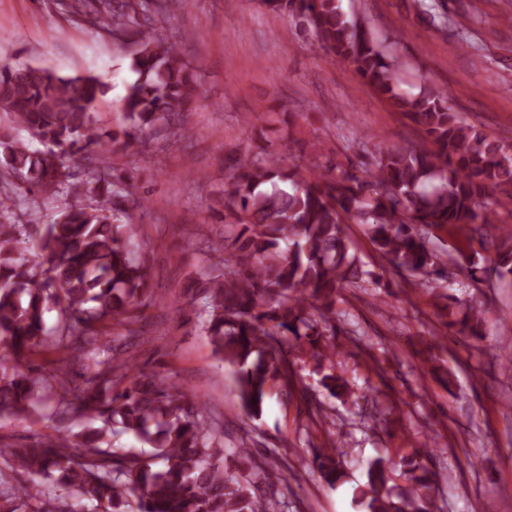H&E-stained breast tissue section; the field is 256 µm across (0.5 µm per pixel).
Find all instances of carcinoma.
<instances>
[{"label":"carcinoma","instance_id":"1","mask_svg":"<svg viewBox=\"0 0 512 512\" xmlns=\"http://www.w3.org/2000/svg\"><path fill=\"white\" fill-rule=\"evenodd\" d=\"M291 14L314 38L312 47L348 62L394 110L420 126L426 144L378 154L362 174L335 167L304 171L268 148L231 164L224 190V237L206 279L187 286L189 310L201 300L204 330L214 352L233 369L242 408L262 415L270 385L295 389L297 361L321 374L326 396L351 390L325 364L336 356L333 306L343 287H381L364 269L345 233L363 224L377 253L409 284L424 287L463 268L478 283L489 272L512 277V233L487 238L494 207L507 191L512 204V153L503 142L463 123L446 90L401 89V63L388 56L365 23L350 19L340 0H262ZM176 0H66L69 13L120 38L136 37L121 110L123 134L103 130L98 104L108 84L94 75L63 76L30 64L0 67V112L25 127L42 148L0 137V419L24 417L45 395H57L53 417L78 419L66 437L0 439V512H52L47 501L95 505L97 512H268L282 491L251 449L237 450L238 476L224 471V431L205 403L165 377L145 373L114 345L112 324L135 330L150 296V272L138 259L143 201L114 179L100 157L164 132L196 100L198 84L179 41L153 25L179 11ZM82 164L85 177L68 172ZM65 196L71 203L49 224H18L29 194ZM455 241L435 246L439 233ZM479 238L480 249L472 248ZM64 319L54 330L45 314ZM482 309L470 306L457 333L482 338ZM54 354L31 367L29 357ZM152 448L147 458L114 448L113 432ZM346 452L331 442L312 461L330 488L346 476ZM426 446L408 456H378L353 488L364 512H440L437 473L422 463ZM265 484L270 495L253 488Z\"/></svg>","mask_w":512,"mask_h":512}]
</instances>
